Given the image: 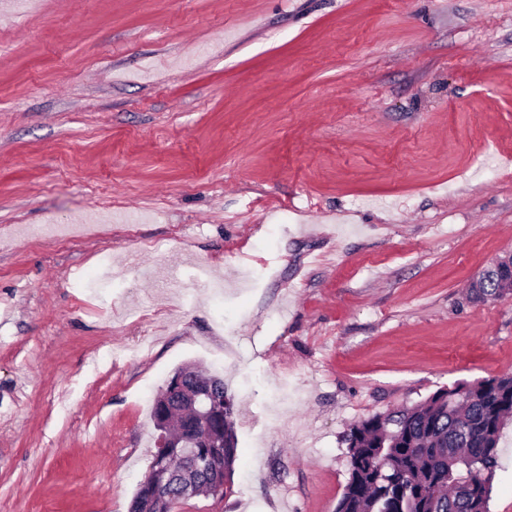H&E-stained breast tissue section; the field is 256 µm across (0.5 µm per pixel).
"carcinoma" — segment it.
<instances>
[{
  "label": "carcinoma",
  "instance_id": "1",
  "mask_svg": "<svg viewBox=\"0 0 512 512\" xmlns=\"http://www.w3.org/2000/svg\"><path fill=\"white\" fill-rule=\"evenodd\" d=\"M507 279L485 268L471 298H502ZM511 419L512 375H504L440 388L420 404L355 423L336 512H489L500 432Z\"/></svg>",
  "mask_w": 512,
  "mask_h": 512
}]
</instances>
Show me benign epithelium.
Wrapping results in <instances>:
<instances>
[{
  "mask_svg": "<svg viewBox=\"0 0 512 512\" xmlns=\"http://www.w3.org/2000/svg\"><path fill=\"white\" fill-rule=\"evenodd\" d=\"M214 382L201 384L196 381L194 367L179 369L167 382L161 396L155 401V423L159 431L160 452L156 457V468L145 486L149 496L165 498L164 485L171 482L175 470L169 461L176 457L190 459L199 470L215 475L211 492L219 495L224 491V469L215 467L207 448H231L234 440L224 438V398L215 393ZM179 407L193 417L192 441L183 433L175 434L166 429L165 423L170 410Z\"/></svg>",
  "mask_w": 512,
  "mask_h": 512,
  "instance_id": "7a95c632",
  "label": "benign epithelium"
}]
</instances>
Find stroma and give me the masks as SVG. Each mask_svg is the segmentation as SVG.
I'll return each mask as SVG.
<instances>
[{
    "label": "stroma",
    "instance_id": "obj_1",
    "mask_svg": "<svg viewBox=\"0 0 512 512\" xmlns=\"http://www.w3.org/2000/svg\"><path fill=\"white\" fill-rule=\"evenodd\" d=\"M510 252L512 0H0V512H129L188 363L236 453L173 512H335L352 424L512 375ZM509 279L504 273L493 270L490 267L482 270L473 281L470 288L471 298L477 301L497 300L503 297L507 291H511Z\"/></svg>",
    "mask_w": 512,
    "mask_h": 512
}]
</instances>
